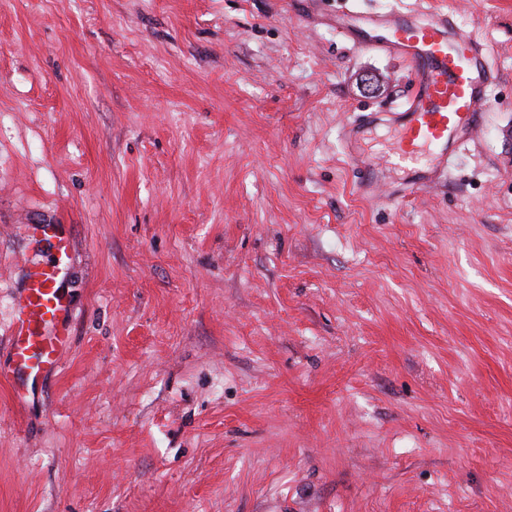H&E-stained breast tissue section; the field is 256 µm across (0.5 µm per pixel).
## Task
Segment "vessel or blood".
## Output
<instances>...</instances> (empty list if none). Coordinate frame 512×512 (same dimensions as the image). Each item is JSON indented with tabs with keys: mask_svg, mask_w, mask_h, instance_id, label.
Listing matches in <instances>:
<instances>
[{
	"mask_svg": "<svg viewBox=\"0 0 512 512\" xmlns=\"http://www.w3.org/2000/svg\"><path fill=\"white\" fill-rule=\"evenodd\" d=\"M341 34L361 49L385 51L405 61L413 91L405 111L393 113L399 129L398 160L420 166L404 183L402 196L419 195L431 186L453 154L480 130L497 75L472 32L458 28L448 14L421 18L387 12L352 22L337 19ZM61 265L34 271L13 328V359L6 381L13 390L57 368L69 341L72 310L59 280Z\"/></svg>",
	"mask_w": 512,
	"mask_h": 512,
	"instance_id": "1",
	"label": "vessel or blood"
}]
</instances>
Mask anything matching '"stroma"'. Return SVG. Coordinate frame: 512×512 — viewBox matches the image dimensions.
Wrapping results in <instances>:
<instances>
[{
	"label": "stroma",
	"mask_w": 512,
	"mask_h": 512,
	"mask_svg": "<svg viewBox=\"0 0 512 512\" xmlns=\"http://www.w3.org/2000/svg\"><path fill=\"white\" fill-rule=\"evenodd\" d=\"M342 10L489 51L423 196L348 164L411 80ZM60 260L72 341L25 405L0 382V512H512V0H0L1 364Z\"/></svg>",
	"instance_id": "1"
}]
</instances>
